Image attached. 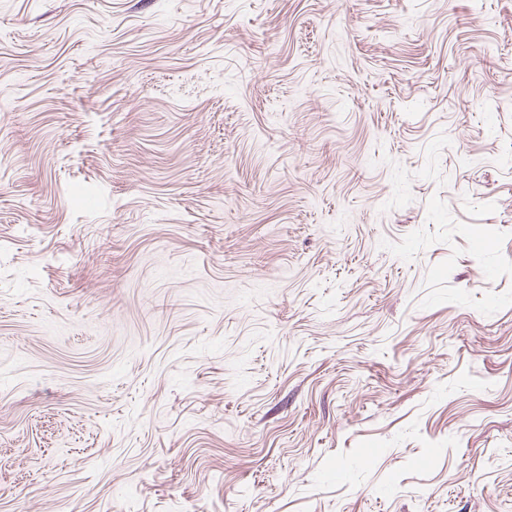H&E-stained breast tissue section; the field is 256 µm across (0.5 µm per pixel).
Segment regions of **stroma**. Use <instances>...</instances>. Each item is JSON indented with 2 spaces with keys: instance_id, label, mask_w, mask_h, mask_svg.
Segmentation results:
<instances>
[{
  "instance_id": "1",
  "label": "stroma",
  "mask_w": 512,
  "mask_h": 512,
  "mask_svg": "<svg viewBox=\"0 0 512 512\" xmlns=\"http://www.w3.org/2000/svg\"><path fill=\"white\" fill-rule=\"evenodd\" d=\"M0 512H512V0H0Z\"/></svg>"
}]
</instances>
